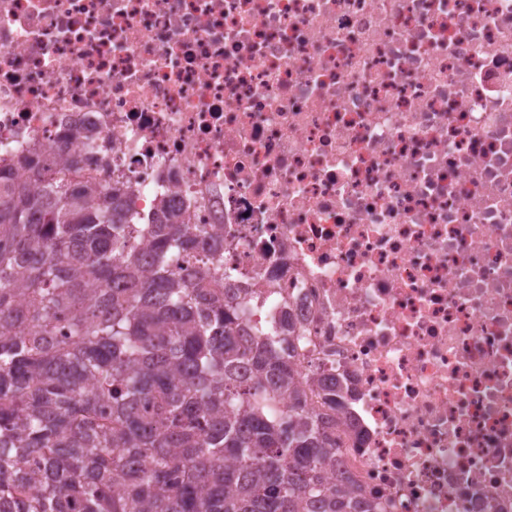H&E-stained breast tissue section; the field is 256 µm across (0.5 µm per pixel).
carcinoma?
Masks as SVG:
<instances>
[{"instance_id": "1", "label": "carcinoma", "mask_w": 512, "mask_h": 512, "mask_svg": "<svg viewBox=\"0 0 512 512\" xmlns=\"http://www.w3.org/2000/svg\"><path fill=\"white\" fill-rule=\"evenodd\" d=\"M81 136L52 178L35 147L0 170V512H350L285 337L172 271L213 236L142 222Z\"/></svg>"}]
</instances>
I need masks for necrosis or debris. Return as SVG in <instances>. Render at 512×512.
Instances as JSON below:
<instances>
[{
	"label": "necrosis or debris",
	"mask_w": 512,
	"mask_h": 512,
	"mask_svg": "<svg viewBox=\"0 0 512 512\" xmlns=\"http://www.w3.org/2000/svg\"><path fill=\"white\" fill-rule=\"evenodd\" d=\"M75 130L347 390L358 512H512V0H0V166Z\"/></svg>",
	"instance_id": "1"
}]
</instances>
